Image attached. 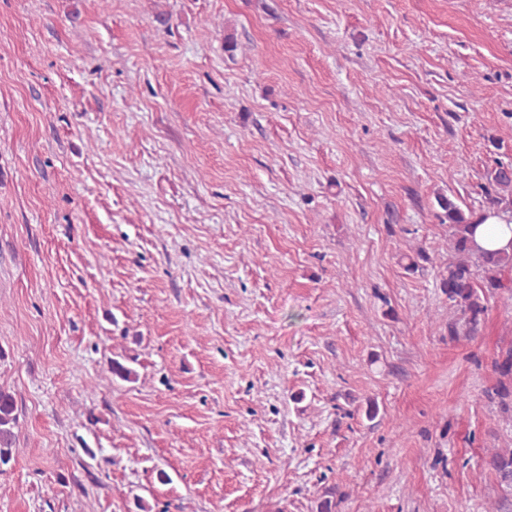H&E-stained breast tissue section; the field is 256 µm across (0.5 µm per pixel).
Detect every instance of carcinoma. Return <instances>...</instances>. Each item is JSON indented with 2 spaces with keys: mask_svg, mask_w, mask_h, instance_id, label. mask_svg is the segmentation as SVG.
Segmentation results:
<instances>
[{
  "mask_svg": "<svg viewBox=\"0 0 512 512\" xmlns=\"http://www.w3.org/2000/svg\"><path fill=\"white\" fill-rule=\"evenodd\" d=\"M487 184L482 186L486 210L512 213V165L495 162L487 172ZM448 219V265L440 272V287L448 296V307L454 317L448 320V336L476 335L487 311L489 297L502 290L512 293V281L501 277L504 268L512 266V254L479 249L473 240L477 227L476 212H463L449 198L438 199ZM499 375L494 387L500 411L512 416V348L493 362ZM14 397L0 390V468L12 460V446L16 424ZM499 485L512 491V450L493 454L486 462Z\"/></svg>",
  "mask_w": 512,
  "mask_h": 512,
  "instance_id": "obj_1",
  "label": "carcinoma"
}]
</instances>
